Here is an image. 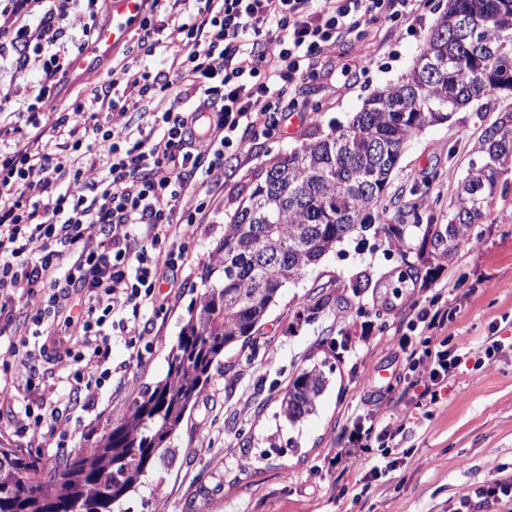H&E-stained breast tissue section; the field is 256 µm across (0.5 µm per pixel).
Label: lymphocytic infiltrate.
Listing matches in <instances>:
<instances>
[{
	"label": "lymphocytic infiltrate",
	"mask_w": 512,
	"mask_h": 512,
	"mask_svg": "<svg viewBox=\"0 0 512 512\" xmlns=\"http://www.w3.org/2000/svg\"><path fill=\"white\" fill-rule=\"evenodd\" d=\"M96 0H0V40H8L14 73L31 62L42 77L19 102L16 113L33 128L25 149L0 150V320L12 321V301L21 291L46 289L27 312L34 343L14 346L18 365L31 370L35 357L57 361L69 385L103 387L112 377L110 330H127L128 318L145 315L167 272L185 260L173 236L188 237L204 223L198 196L223 175L224 154L245 133H266L305 112L300 85L329 69L325 52L359 37L377 18L391 22L418 17L422 0H173L162 9L152 0L140 22L138 44L155 51L161 38L177 42L167 72L123 68L117 81L93 93V107L73 103L44 122L52 93L67 76L76 52L97 31ZM71 30L80 39L68 38ZM135 91L120 99L118 83ZM155 102L150 127L113 124L116 109ZM99 170L87 181L86 170ZM100 225L102 238L89 244L83 227ZM84 293L77 315L67 301ZM456 316L454 307L423 309L420 336L402 350L409 372L411 404L437 402L445 381L470 353L457 336L430 348L431 332ZM79 324L78 336H50L44 324ZM398 431L382 423L356 424L345 433L336 461L380 448L400 449Z\"/></svg>",
	"instance_id": "1"
}]
</instances>
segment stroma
Listing matches in <instances>:
<instances>
[{
  "label": "stroma",
  "mask_w": 512,
  "mask_h": 512,
  "mask_svg": "<svg viewBox=\"0 0 512 512\" xmlns=\"http://www.w3.org/2000/svg\"><path fill=\"white\" fill-rule=\"evenodd\" d=\"M447 2L424 0L416 20L398 26L378 20L361 37L330 49L337 69L351 70L352 84L310 79L299 97L314 109L313 121L293 122L284 133L245 136L204 198L208 222L184 242L181 288L161 286L146 314L147 347L133 351L123 336L113 335L111 386L82 388L73 401L60 367L37 364L35 399L59 406L69 418L51 434L1 420L0 440L38 451L51 469L127 418L142 391L166 377L168 354L207 291L205 268L255 173L314 130L347 124L365 97L408 73ZM176 51L170 45L148 54L128 37L95 73L70 70L55 92L54 110L90 98L121 66L168 70ZM509 114L512 92L495 91L406 142L381 200L387 218L405 222L402 245L371 231L356 233L303 279L286 284L252 335L215 364L171 441V454L121 502V512H455L476 482L512 475V160L475 227L478 240L436 260L421 229L428 222L447 224L448 204L484 127ZM411 262L425 269L424 277L406 278ZM357 280L369 281V288L354 293ZM323 297L329 305L315 309ZM38 301L35 295L15 297L13 321L0 325V375L14 373L18 359L8 345L30 341L25 315ZM432 305L457 307L449 335L476 345L494 334L505 348L481 369L461 366L425 413L401 398V340L417 312ZM136 353L141 360L134 364ZM316 364L328 385L315 412L290 423L280 414L283 395ZM89 400L97 401L98 413L83 410ZM377 415L404 432L409 452L396 454L386 476L371 482L373 455L338 465L332 459L353 421ZM273 443L278 453L269 452Z\"/></svg>",
  "instance_id": "obj_1"
}]
</instances>
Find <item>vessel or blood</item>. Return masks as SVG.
<instances>
[{
  "instance_id": "b4317fda",
  "label": "vessel or blood",
  "mask_w": 512,
  "mask_h": 512,
  "mask_svg": "<svg viewBox=\"0 0 512 512\" xmlns=\"http://www.w3.org/2000/svg\"><path fill=\"white\" fill-rule=\"evenodd\" d=\"M110 13V24L101 28L87 43L74 60V68L86 73L95 71L98 62L125 41L131 26L140 16V0H111Z\"/></svg>"
}]
</instances>
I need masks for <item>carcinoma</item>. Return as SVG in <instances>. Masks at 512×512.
Segmentation results:
<instances>
[{"label":"carcinoma","mask_w":512,"mask_h":512,"mask_svg":"<svg viewBox=\"0 0 512 512\" xmlns=\"http://www.w3.org/2000/svg\"><path fill=\"white\" fill-rule=\"evenodd\" d=\"M512 81V0H448L410 72L369 95L346 126L310 134L254 176L232 223L224 225L218 274L178 336L164 380L144 390L128 418L67 457L46 476L41 457L0 440V512H114L138 490L211 377L224 351L251 336L281 288L302 278L355 232L401 237L379 203L406 141ZM448 207V224L424 234L442 256L473 237L490 206L504 159L512 156V119L485 127ZM326 377L317 365L288 387L282 412L295 423L315 412Z\"/></svg>","instance_id":"obj_1"}]
</instances>
